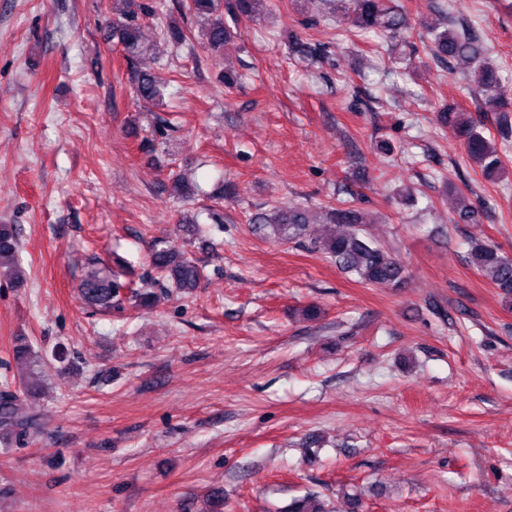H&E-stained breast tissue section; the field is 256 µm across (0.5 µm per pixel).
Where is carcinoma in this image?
<instances>
[{"mask_svg":"<svg viewBox=\"0 0 512 512\" xmlns=\"http://www.w3.org/2000/svg\"><path fill=\"white\" fill-rule=\"evenodd\" d=\"M263 0H236L239 14L247 18L262 15ZM351 7L343 14V22L361 31H379L391 40L403 37L409 22L403 7L396 0H349ZM137 3L124 17L112 21V37L117 39L125 56L135 58L143 48L142 26L139 23ZM223 0H188V8L194 15L205 21V39L209 50L220 55L224 42L231 32L224 26ZM430 35V51L434 57L464 67L463 76L474 84L482 95L483 107L487 112H499L500 125L508 127L507 113L512 104L499 94L501 82L497 65L490 60L489 50L471 32L448 26L444 29L432 25L427 27ZM135 93L144 102L160 101L163 89L155 77L141 73L137 76ZM435 121L443 127H451L465 148L467 157L484 177L492 180L502 178L506 173L503 158L492 149L479 126L463 111L452 108L436 113ZM172 192L177 197L189 198L195 195L197 187L185 182L183 177H171ZM459 203L454 214L462 223L474 222L479 211L458 187L453 188ZM326 223L333 230L321 238L310 239L309 245L327 256L338 269L357 276L364 285L387 284L399 287L405 280L402 266L390 255L384 246L365 232L367 220L364 214L352 206L330 207L325 213ZM252 223L269 231L280 241H301L310 224L309 210L302 206L275 207L257 212ZM18 228L15 224H0V268H17ZM469 263L495 287L509 297L512 296V256L501 251L494 243H483L471 249ZM152 266L162 273L171 284L181 290L198 287L201 272L197 264L172 246L154 249L150 257ZM125 285L119 282L110 267L98 262L91 266L79 283L82 302L93 310H121V291ZM13 359L16 365L26 369L20 377L18 389L11 390L4 384L0 390V436L23 438L30 433L32 417L21 415L20 396H35L42 389V371L35 367L46 362L34 354L31 344L22 341L14 346ZM289 512H330L326 501L317 494H307L289 506Z\"/></svg>","mask_w":512,"mask_h":512,"instance_id":"1","label":"carcinoma"}]
</instances>
